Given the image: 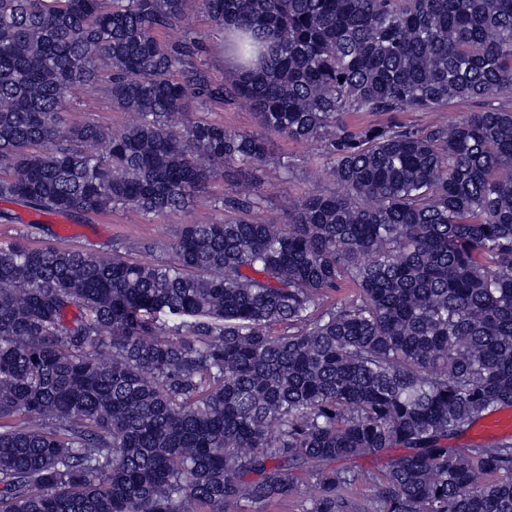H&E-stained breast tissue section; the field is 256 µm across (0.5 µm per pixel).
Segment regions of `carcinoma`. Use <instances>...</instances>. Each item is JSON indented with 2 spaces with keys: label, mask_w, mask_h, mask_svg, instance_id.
<instances>
[{
  "label": "carcinoma",
  "mask_w": 512,
  "mask_h": 512,
  "mask_svg": "<svg viewBox=\"0 0 512 512\" xmlns=\"http://www.w3.org/2000/svg\"><path fill=\"white\" fill-rule=\"evenodd\" d=\"M102 69L118 131L61 112ZM213 102L259 131L190 118ZM272 136L334 185L280 222ZM218 179L248 191L171 261L0 242V512H245L303 476L306 512H361L350 462L390 448L374 512H512V438L448 447L512 408V0H0V199L161 214ZM184 26L193 28L204 35L194 61L202 65L213 79L218 81L229 79L231 70L236 68V61L228 51L224 56V38L214 30L213 23L207 14L194 6L188 11ZM224 59L231 70L224 63ZM474 109L473 105L465 102H456L440 108L436 112H401L399 117L404 122L426 126L434 123H450L455 121L462 112ZM482 420L478 421L472 427H469L467 430H465L463 433L459 434L458 436H455L452 439L448 440V446L450 448H457V449L471 448L474 445H479V444L487 445V444H492V443L499 441V440H497V439H499V437L482 435V434L478 433L477 428H478L479 424L482 422Z\"/></svg>",
  "instance_id": "carcinoma-1"
}]
</instances>
